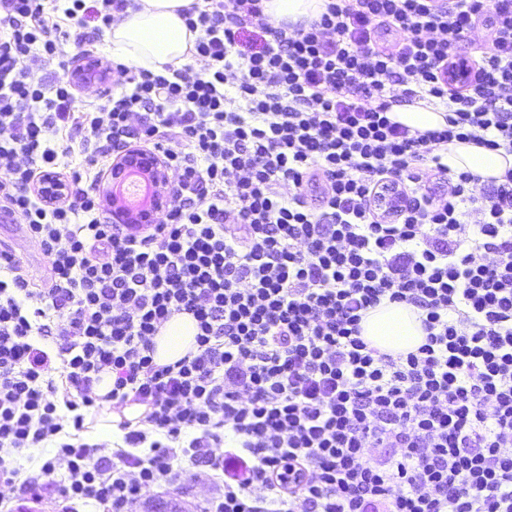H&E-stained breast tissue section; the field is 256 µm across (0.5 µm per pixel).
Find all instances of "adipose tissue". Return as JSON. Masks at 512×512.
I'll return each instance as SVG.
<instances>
[{
  "label": "adipose tissue",
  "instance_id": "ef3b65f1",
  "mask_svg": "<svg viewBox=\"0 0 512 512\" xmlns=\"http://www.w3.org/2000/svg\"><path fill=\"white\" fill-rule=\"evenodd\" d=\"M137 9L121 13L108 34L112 54L126 64L163 71L168 65L194 60L197 34L191 31L182 15L195 0H136ZM445 110L426 102L394 106L392 121L411 130L425 132L445 126ZM447 164L454 171H472L483 181L500 180L512 169V153L492 151L473 142L452 141L448 144ZM361 336L371 347L392 355L417 350L426 333L413 306L381 300L369 309L360 323ZM197 326L192 316L172 317L154 338L157 364L175 363L195 349Z\"/></svg>",
  "mask_w": 512,
  "mask_h": 512
}]
</instances>
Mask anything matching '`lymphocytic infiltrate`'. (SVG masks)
I'll list each match as a JSON object with an SVG mask.
<instances>
[{
  "mask_svg": "<svg viewBox=\"0 0 512 512\" xmlns=\"http://www.w3.org/2000/svg\"><path fill=\"white\" fill-rule=\"evenodd\" d=\"M132 2L0 0V200L53 273L34 287L0 250V487L135 512L143 490L203 476L204 512H512V169L484 185L440 153L512 152V0H326L293 29L264 0H200L203 68L116 64L100 104L35 79ZM396 83L446 127L391 121ZM133 143L178 174L143 230L102 221L96 196ZM384 298L420 310L417 351L362 340ZM182 313L195 351L155 363ZM105 401L146 405L142 428L109 455L67 440Z\"/></svg>",
  "mask_w": 512,
  "mask_h": 512,
  "instance_id": "f902f5d3",
  "label": "lymphocytic infiltrate"
}]
</instances>
